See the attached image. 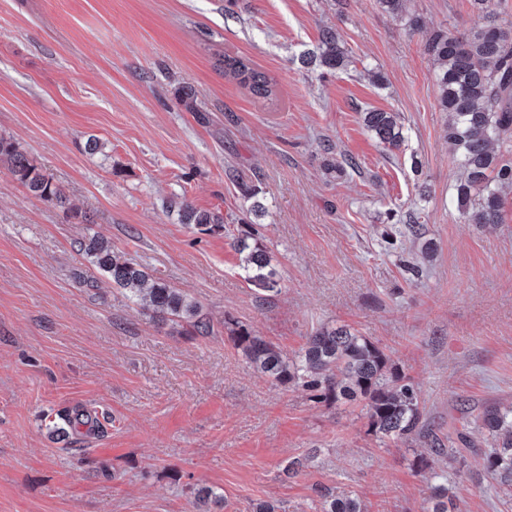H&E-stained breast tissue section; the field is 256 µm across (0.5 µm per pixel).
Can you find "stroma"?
<instances>
[{
    "instance_id": "1",
    "label": "stroma",
    "mask_w": 512,
    "mask_h": 512,
    "mask_svg": "<svg viewBox=\"0 0 512 512\" xmlns=\"http://www.w3.org/2000/svg\"><path fill=\"white\" fill-rule=\"evenodd\" d=\"M411 10L428 30L486 22L471 0ZM325 27L348 71L302 64ZM223 53L266 72L276 98L225 76ZM369 109L400 114V150L366 130ZM447 122L421 33L377 0H0V136L70 200L50 205L0 165V512H194L201 487L224 512H319V485L367 512H427L433 482L409 465L420 445L381 446L359 406L273 383L224 321L291 356L322 326L353 327L439 433L460 403L512 408V188L502 223L464 221ZM174 195L221 211L224 231L182 224L163 207ZM244 224L281 278L264 305L229 244ZM94 236L193 298L212 335H179L130 300L78 252ZM76 406L112 420L77 446L49 430ZM470 439L467 473L439 464L454 512H512L491 478L472 483L485 437Z\"/></svg>"
}]
</instances>
